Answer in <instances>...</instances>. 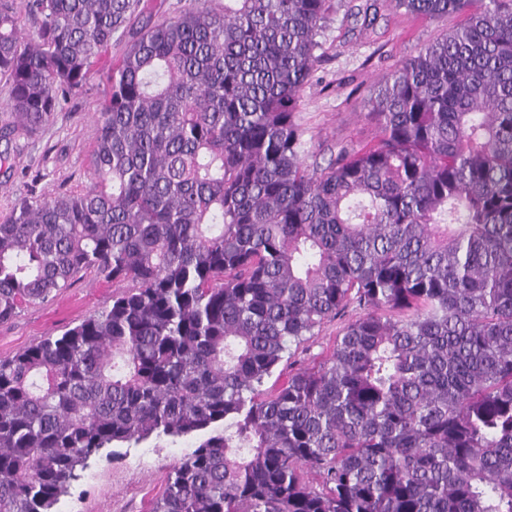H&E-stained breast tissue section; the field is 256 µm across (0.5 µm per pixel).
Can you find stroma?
Masks as SVG:
<instances>
[{"mask_svg":"<svg viewBox=\"0 0 512 512\" xmlns=\"http://www.w3.org/2000/svg\"><path fill=\"white\" fill-rule=\"evenodd\" d=\"M363 0H332L323 33L324 61L318 77L303 91L300 119L315 148L329 144L360 146L371 141L376 124L367 97L403 60L446 30L457 16L428 21L408 14L394 0H379L371 27L350 8ZM104 64H96L88 83L35 134L0 138V219L20 199L91 184L89 158L106 104ZM118 293L111 283L85 275L51 301L24 306L0 324V359H8L46 336H58L95 313L108 309ZM197 437L152 439L131 447L108 448L89 460L54 512H148L173 468L196 446Z\"/></svg>","mask_w":512,"mask_h":512,"instance_id":"obj_1","label":"stroma"}]
</instances>
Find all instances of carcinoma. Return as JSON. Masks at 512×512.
<instances>
[{
	"mask_svg": "<svg viewBox=\"0 0 512 512\" xmlns=\"http://www.w3.org/2000/svg\"><path fill=\"white\" fill-rule=\"evenodd\" d=\"M330 0H0L16 128L107 73L93 188L0 222V323L80 273L112 307L0 360V512H52L105 448L203 435L150 512H512V0L373 91L375 140L315 151ZM323 360L299 345L349 305Z\"/></svg>",
	"mask_w": 512,
	"mask_h": 512,
	"instance_id": "obj_1",
	"label": "carcinoma"
}]
</instances>
